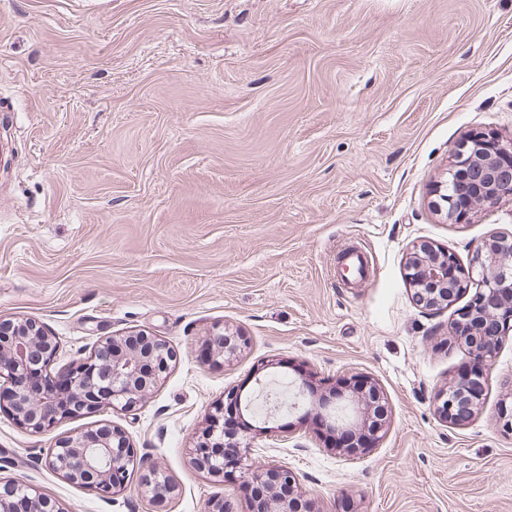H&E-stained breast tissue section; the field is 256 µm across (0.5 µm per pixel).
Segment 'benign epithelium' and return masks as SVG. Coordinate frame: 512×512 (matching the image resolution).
<instances>
[{
    "label": "benign epithelium",
    "mask_w": 512,
    "mask_h": 512,
    "mask_svg": "<svg viewBox=\"0 0 512 512\" xmlns=\"http://www.w3.org/2000/svg\"><path fill=\"white\" fill-rule=\"evenodd\" d=\"M440 199L447 206L448 218L461 223L480 207H491L512 200V142L506 144L495 134L469 136L456 150L448 169L446 192ZM480 271L482 285L458 311L450 336L469 350L472 362L486 375L495 358L499 338L512 331V241L500 234L485 237L474 251L469 268L461 267L455 255L427 244L413 247L407 278L416 289L420 304L428 310L450 305L466 290L474 271ZM209 344L224 361L236 360L242 345L239 336L224 328L211 334ZM59 354V343L52 332L31 320L0 321V388L10 394L9 409L16 422L31 433H40L58 421L103 407L131 413L152 392L175 361L169 344L143 330L125 336H106L86 361L72 369L71 391L76 407L69 409L56 394L22 385V377L37 363L48 367ZM365 386L351 395H336V403L348 401L355 409L349 420H338L329 412L331 402L319 403L331 419L332 430L344 435L353 431L371 434L362 448H349L347 455L365 453L376 446L385 431L388 413L384 394L367 376ZM477 376L460 373L439 393L441 416L451 424L470 420L478 409ZM243 404L236 388L224 390V402L211 412L206 426L189 449L192 463L215 477L237 472L258 489L251 497V512H313L312 504L297 489V478L287 467L268 455V449L251 445L244 434L232 438L235 453H215L206 457L201 448L224 447V430L218 417L224 404ZM256 455L261 462L248 463ZM137 453L125 431L112 428L97 435L85 432L66 436L50 449L45 464L69 481L113 494L125 486L129 467ZM175 492L166 471L156 466L144 478L141 493L156 505L165 503ZM30 504V512H60L51 499L21 480L3 482L0 512H16L15 499Z\"/></svg>",
    "instance_id": "1"
}]
</instances>
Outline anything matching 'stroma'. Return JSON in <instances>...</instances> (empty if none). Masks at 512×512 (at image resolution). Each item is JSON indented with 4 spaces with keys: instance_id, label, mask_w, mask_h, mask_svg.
Masks as SVG:
<instances>
[{
    "instance_id": "35a3bbf8",
    "label": "stroma",
    "mask_w": 512,
    "mask_h": 512,
    "mask_svg": "<svg viewBox=\"0 0 512 512\" xmlns=\"http://www.w3.org/2000/svg\"><path fill=\"white\" fill-rule=\"evenodd\" d=\"M470 132L512 140V0H0V317L57 337L54 374L132 330L177 354L132 414L36 435L0 407V480L63 512H156L144 466L104 496L45 465L106 424L165 468V512H249L243 479L187 455L225 389L301 373L315 402L365 374L389 415L366 453L326 448L294 410L248 419L315 512H512V334L476 415L442 421L470 355L454 308L422 309L406 278L413 246L466 267L512 233V201L459 224L435 207ZM351 245L359 283L336 267ZM216 326L246 344L233 362L202 354Z\"/></svg>"
}]
</instances>
